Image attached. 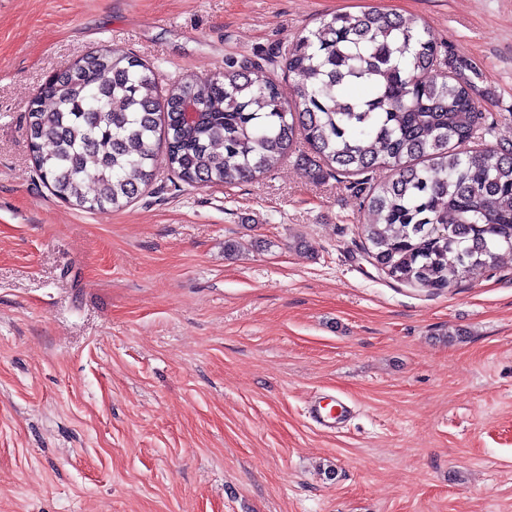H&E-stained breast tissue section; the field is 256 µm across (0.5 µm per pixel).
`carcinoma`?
Segmentation results:
<instances>
[{"instance_id":"cac0c4a2","label":"carcinoma","mask_w":512,"mask_h":512,"mask_svg":"<svg viewBox=\"0 0 512 512\" xmlns=\"http://www.w3.org/2000/svg\"><path fill=\"white\" fill-rule=\"evenodd\" d=\"M284 64L289 90L228 63L161 92L142 59L89 52L31 102L37 171L66 202L121 209L161 153L188 185H230L274 168L301 138L332 174L391 171L353 189L372 215L366 254L393 281L442 291L512 251V148L461 150L483 130L465 74L475 67L443 56L424 22L377 6L334 13L289 44Z\"/></svg>"}]
</instances>
